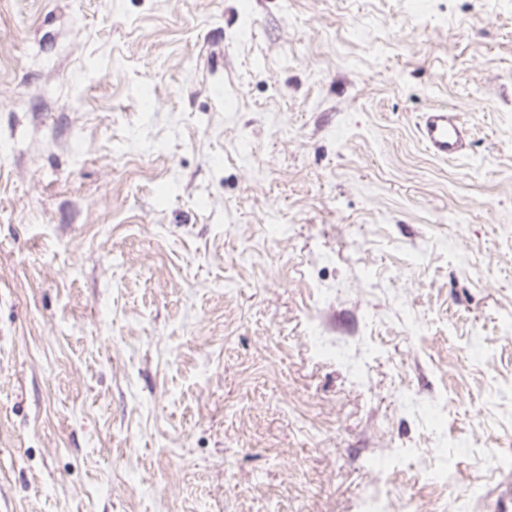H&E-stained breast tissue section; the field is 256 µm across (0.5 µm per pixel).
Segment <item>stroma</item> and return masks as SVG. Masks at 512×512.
<instances>
[{"label":"stroma","mask_w":512,"mask_h":512,"mask_svg":"<svg viewBox=\"0 0 512 512\" xmlns=\"http://www.w3.org/2000/svg\"><path fill=\"white\" fill-rule=\"evenodd\" d=\"M375 491L512 512V0H0V512ZM417 130L425 150L435 158L454 159L465 154L469 131L458 112L438 106L423 112Z\"/></svg>","instance_id":"obj_1"}]
</instances>
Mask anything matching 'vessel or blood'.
Wrapping results in <instances>:
<instances>
[{
	"label": "vessel or blood",
	"mask_w": 512,
	"mask_h": 512,
	"mask_svg": "<svg viewBox=\"0 0 512 512\" xmlns=\"http://www.w3.org/2000/svg\"><path fill=\"white\" fill-rule=\"evenodd\" d=\"M418 135L430 155L454 159L464 155L469 131L459 113L438 106L424 113Z\"/></svg>",
	"instance_id": "1"
}]
</instances>
